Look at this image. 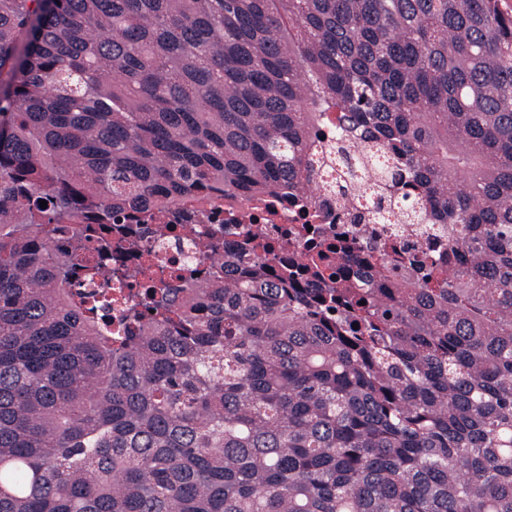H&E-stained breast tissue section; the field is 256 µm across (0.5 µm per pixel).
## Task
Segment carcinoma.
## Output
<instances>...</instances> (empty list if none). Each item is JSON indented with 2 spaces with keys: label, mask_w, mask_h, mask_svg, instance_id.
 <instances>
[{
  "label": "carcinoma",
  "mask_w": 512,
  "mask_h": 512,
  "mask_svg": "<svg viewBox=\"0 0 512 512\" xmlns=\"http://www.w3.org/2000/svg\"><path fill=\"white\" fill-rule=\"evenodd\" d=\"M500 3L0 0V512H512ZM331 112L448 235L404 287L238 254L125 336L71 287L56 225L304 192Z\"/></svg>",
  "instance_id": "1"
}]
</instances>
